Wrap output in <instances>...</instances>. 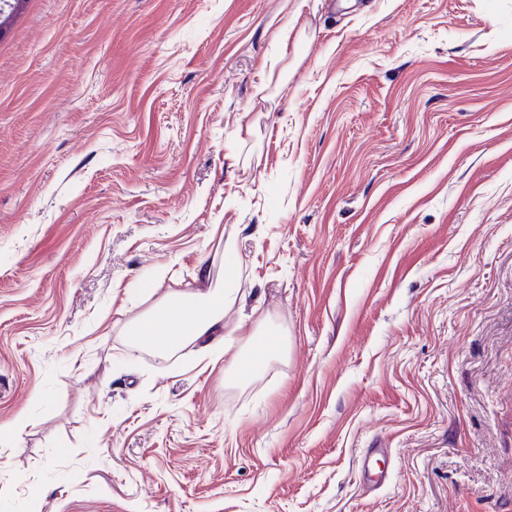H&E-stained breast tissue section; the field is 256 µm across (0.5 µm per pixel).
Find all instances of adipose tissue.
I'll list each match as a JSON object with an SVG mask.
<instances>
[{
	"instance_id": "1",
	"label": "adipose tissue",
	"mask_w": 512,
	"mask_h": 512,
	"mask_svg": "<svg viewBox=\"0 0 512 512\" xmlns=\"http://www.w3.org/2000/svg\"><path fill=\"white\" fill-rule=\"evenodd\" d=\"M195 288L167 294L141 318L126 324L124 334L130 345L150 346L167 354L188 343H203L209 355H216V339L221 335L240 337L242 344L234 356L239 372H255L265 363L264 354L253 352L257 334L246 321L227 324L226 312L243 302L242 289L213 284L209 269H200Z\"/></svg>"
}]
</instances>
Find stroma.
<instances>
[{"instance_id":"1","label":"stroma","mask_w":512,"mask_h":512,"mask_svg":"<svg viewBox=\"0 0 512 512\" xmlns=\"http://www.w3.org/2000/svg\"><path fill=\"white\" fill-rule=\"evenodd\" d=\"M229 241L227 322L284 347L244 377L129 347L150 304L124 290L224 276ZM20 414L0 512H512V0H25L0 34Z\"/></svg>"}]
</instances>
